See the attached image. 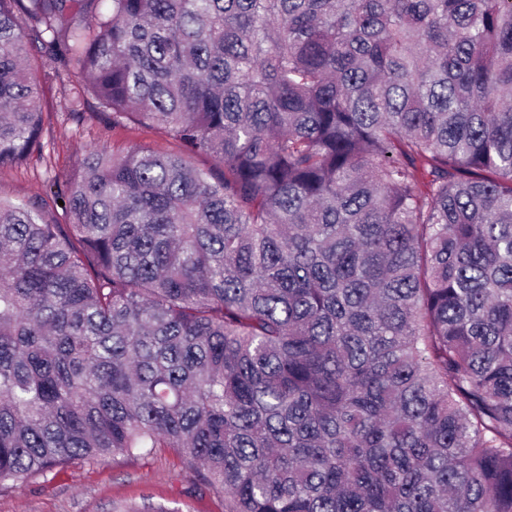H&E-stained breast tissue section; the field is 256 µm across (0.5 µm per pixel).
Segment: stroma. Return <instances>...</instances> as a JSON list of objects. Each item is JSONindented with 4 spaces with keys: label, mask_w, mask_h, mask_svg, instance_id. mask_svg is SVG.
<instances>
[{
    "label": "stroma",
    "mask_w": 512,
    "mask_h": 512,
    "mask_svg": "<svg viewBox=\"0 0 512 512\" xmlns=\"http://www.w3.org/2000/svg\"><path fill=\"white\" fill-rule=\"evenodd\" d=\"M44 103L43 151L19 167L0 171V200H42L58 224L68 218L56 195L91 148L124 157L141 146L176 150V143L144 127L114 128L94 112L75 75L38 70ZM160 505L179 512H224V496L188 470L182 456L159 448L151 456L74 461L44 476L0 491V512H154Z\"/></svg>",
    "instance_id": "stroma-1"
}]
</instances>
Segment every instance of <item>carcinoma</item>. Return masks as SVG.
I'll list each match as a JSON object with an SVG mask.
<instances>
[{
  "label": "carcinoma",
  "instance_id": "cac0c4a2",
  "mask_svg": "<svg viewBox=\"0 0 512 512\" xmlns=\"http://www.w3.org/2000/svg\"><path fill=\"white\" fill-rule=\"evenodd\" d=\"M103 2L0 0V168L40 57L178 150L0 201V488L172 448L224 512H512V0Z\"/></svg>",
  "mask_w": 512,
  "mask_h": 512
}]
</instances>
